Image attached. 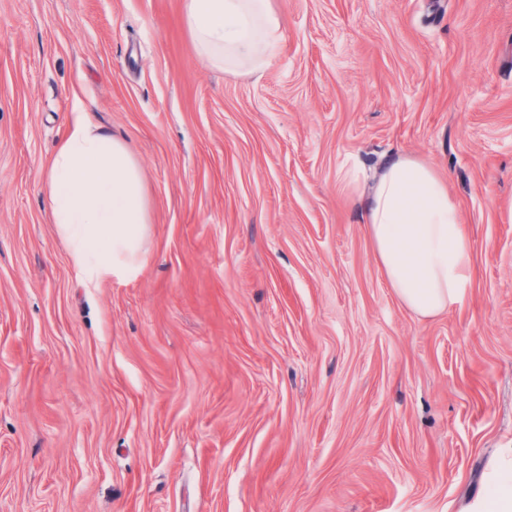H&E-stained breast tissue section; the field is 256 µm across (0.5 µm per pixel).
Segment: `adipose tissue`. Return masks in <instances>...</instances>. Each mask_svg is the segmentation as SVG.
Masks as SVG:
<instances>
[{"mask_svg": "<svg viewBox=\"0 0 512 512\" xmlns=\"http://www.w3.org/2000/svg\"><path fill=\"white\" fill-rule=\"evenodd\" d=\"M200 59L263 77L281 49L276 0H184ZM369 191L355 196L390 287L410 309L435 316L463 304L472 282L470 238L447 182L426 161L386 157ZM45 200L84 287L136 279L145 264L150 201L127 145L95 123L74 97L45 173ZM471 512H512V448Z\"/></svg>", "mask_w": 512, "mask_h": 512, "instance_id": "ef3b65f1", "label": "adipose tissue"}]
</instances>
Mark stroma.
<instances>
[{"instance_id":"35a3bbf8","label":"stroma","mask_w":512,"mask_h":512,"mask_svg":"<svg viewBox=\"0 0 512 512\" xmlns=\"http://www.w3.org/2000/svg\"><path fill=\"white\" fill-rule=\"evenodd\" d=\"M183 0H0V512H467L512 448V0H278L262 78ZM151 199L77 280L43 193L73 94ZM425 160L471 229L422 317L350 198Z\"/></svg>"}]
</instances>
